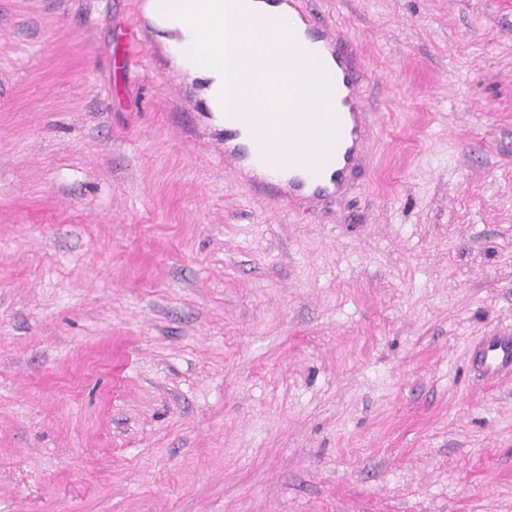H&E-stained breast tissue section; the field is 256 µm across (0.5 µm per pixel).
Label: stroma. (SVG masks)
<instances>
[{
  "label": "stroma",
  "instance_id": "1",
  "mask_svg": "<svg viewBox=\"0 0 512 512\" xmlns=\"http://www.w3.org/2000/svg\"><path fill=\"white\" fill-rule=\"evenodd\" d=\"M343 189L226 173L139 0H0V512H512V0H311ZM473 356L484 373L493 378L503 369L512 367V338L484 337L474 346Z\"/></svg>",
  "mask_w": 512,
  "mask_h": 512
}]
</instances>
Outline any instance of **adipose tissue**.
<instances>
[{"label": "adipose tissue", "mask_w": 512, "mask_h": 512, "mask_svg": "<svg viewBox=\"0 0 512 512\" xmlns=\"http://www.w3.org/2000/svg\"><path fill=\"white\" fill-rule=\"evenodd\" d=\"M147 9L166 32L165 45L182 74L199 81L201 97L216 114H223L225 97L239 95L249 98L256 112L294 111L287 88L274 80L276 68L318 72L319 83L302 87L306 97L327 104L336 96L329 58L311 54L308 43L295 38L293 11L270 12L262 0H149ZM257 49L267 55L272 70L254 67ZM262 133L275 157L297 165L313 162L316 142L324 135L307 119L292 132L268 124ZM324 136L336 138L332 131Z\"/></svg>", "instance_id": "adipose-tissue-1"}]
</instances>
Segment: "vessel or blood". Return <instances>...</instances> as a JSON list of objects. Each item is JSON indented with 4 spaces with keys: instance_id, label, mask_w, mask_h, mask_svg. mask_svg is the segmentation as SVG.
I'll return each instance as SVG.
<instances>
[{
    "instance_id": "b4317fda",
    "label": "vessel or blood",
    "mask_w": 512,
    "mask_h": 512,
    "mask_svg": "<svg viewBox=\"0 0 512 512\" xmlns=\"http://www.w3.org/2000/svg\"><path fill=\"white\" fill-rule=\"evenodd\" d=\"M269 2L295 11L303 24V36L320 42L324 54L335 62L341 109L327 113L326 119L338 127L344 149L341 154L333 156L325 148H318V158L307 168L304 177L286 179L273 175L268 150L258 134L259 126L266 118L265 113L239 110L224 115L220 151L231 173H247L249 185L255 191L288 203L300 196L335 192L361 154L367 140L362 106L365 76L351 64L352 42L343 31L303 6L302 0ZM473 356L488 377H495L503 369L512 367V338L484 337L474 346Z\"/></svg>"
}]
</instances>
